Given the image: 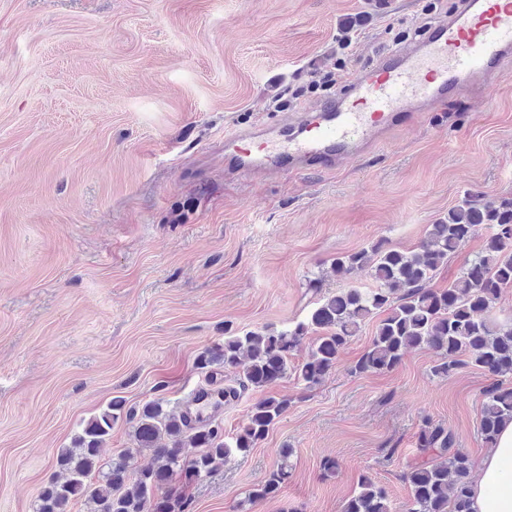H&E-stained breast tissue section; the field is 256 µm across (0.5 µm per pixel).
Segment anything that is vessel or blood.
<instances>
[{
    "label": "vessel or blood",
    "instance_id": "vessel-or-blood-1",
    "mask_svg": "<svg viewBox=\"0 0 512 512\" xmlns=\"http://www.w3.org/2000/svg\"><path fill=\"white\" fill-rule=\"evenodd\" d=\"M511 61L512 0H461L448 21L429 24L419 39L380 53L316 113H303L274 130L235 132L237 146L225 153L224 164L238 176L335 168L415 113L489 87L491 77Z\"/></svg>",
    "mask_w": 512,
    "mask_h": 512
}]
</instances>
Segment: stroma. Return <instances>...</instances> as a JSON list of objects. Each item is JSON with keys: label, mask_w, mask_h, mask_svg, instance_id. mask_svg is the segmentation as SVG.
I'll list each match as a JSON object with an SVG mask.
<instances>
[{"label": "stroma", "mask_w": 512, "mask_h": 512, "mask_svg": "<svg viewBox=\"0 0 512 512\" xmlns=\"http://www.w3.org/2000/svg\"><path fill=\"white\" fill-rule=\"evenodd\" d=\"M427 1L0 0V512H34L57 450L112 398L185 410L225 326H292L325 295L374 287L366 269L337 276L338 255L413 249L465 194L512 195V69L341 169L226 177L225 134L318 107L325 74L356 77L396 33L458 6ZM374 329L315 388L289 375L223 405L231 434L256 400L289 401L248 456L168 492L241 512L288 448L287 481L251 512H340L365 476L403 512L426 419L477 477L491 375L434 376L426 349L355 374Z\"/></svg>", "instance_id": "stroma-1"}]
</instances>
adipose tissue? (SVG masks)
I'll list each match as a JSON object with an SVG mask.
<instances>
[{"mask_svg": "<svg viewBox=\"0 0 512 512\" xmlns=\"http://www.w3.org/2000/svg\"><path fill=\"white\" fill-rule=\"evenodd\" d=\"M512 422L504 425L490 453L479 465L480 477L471 490V512H512Z\"/></svg>", "mask_w": 512, "mask_h": 512, "instance_id": "ef3b65f1", "label": "adipose tissue"}]
</instances>
